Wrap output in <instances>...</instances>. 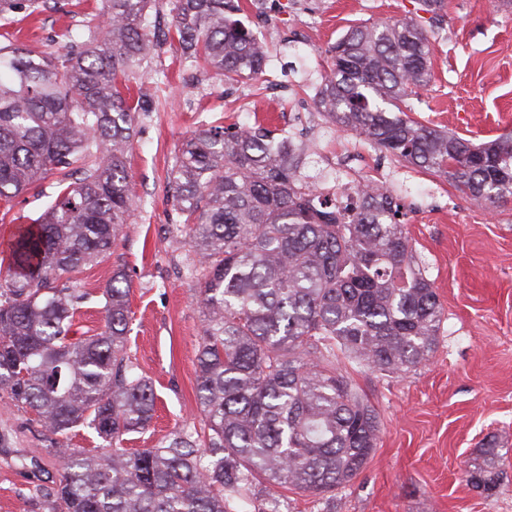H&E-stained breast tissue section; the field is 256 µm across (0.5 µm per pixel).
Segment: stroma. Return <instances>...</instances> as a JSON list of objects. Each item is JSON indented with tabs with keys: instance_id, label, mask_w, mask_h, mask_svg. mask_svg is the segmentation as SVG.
<instances>
[{
	"instance_id": "stroma-1",
	"label": "stroma",
	"mask_w": 512,
	"mask_h": 512,
	"mask_svg": "<svg viewBox=\"0 0 512 512\" xmlns=\"http://www.w3.org/2000/svg\"><path fill=\"white\" fill-rule=\"evenodd\" d=\"M245 23L268 46L262 83L224 84L181 59L178 42L132 82L155 106L142 116L127 157L129 190L141 207L125 224L116 257L87 268L90 297L74 317L75 336L103 324L98 295L122 260L131 280L128 354L156 396L151 425L122 445H157L200 422L196 357L198 293L183 276L188 238L176 224L168 173L180 143L202 123L257 122L292 130L321 169L385 176L402 204L408 236L443 307L438 345L426 366L381 378L353 362L343 368L378 414V445L363 472L337 490L336 512H512V202L488 208L445 178L403 166L366 140L337 131L313 104L329 46L352 26L416 16L418 0H247ZM430 29V83L412 118L480 144L512 135V9L498 0H445ZM97 0H47L12 14L6 30L34 52L64 51ZM508 451L494 495L465 475L487 439ZM54 442L21 404L0 397V512H53L50 489L63 463Z\"/></svg>"
}]
</instances>
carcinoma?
<instances>
[{
    "label": "carcinoma",
    "instance_id": "cac0c4a2",
    "mask_svg": "<svg viewBox=\"0 0 512 512\" xmlns=\"http://www.w3.org/2000/svg\"><path fill=\"white\" fill-rule=\"evenodd\" d=\"M152 0H100L62 53L0 41V202L51 175L56 197L17 227L0 266V392L55 437L64 470L56 512H281V489L318 500L352 482L380 434L375 409L336 357L381 376L426 365L443 310L413 253L401 203L365 191L336 207L331 177L294 136L261 124L227 135L202 125L178 146L168 192L189 225L186 277L202 314L196 396L203 430L187 426L153 448L96 455L67 447L85 425L109 443L145 430L152 383L127 354L130 280L121 263L101 291L104 322L73 337L87 292L74 277L117 245L138 203L126 158L151 103L130 74L153 58ZM44 0H0V20ZM164 37L226 82L266 71L241 0H171ZM429 14L350 28L330 47L314 102L340 131L396 161L451 179L471 200H512V137L478 146L412 119L401 105L432 78ZM489 441L467 484L502 485Z\"/></svg>",
    "mask_w": 512,
    "mask_h": 512
}]
</instances>
